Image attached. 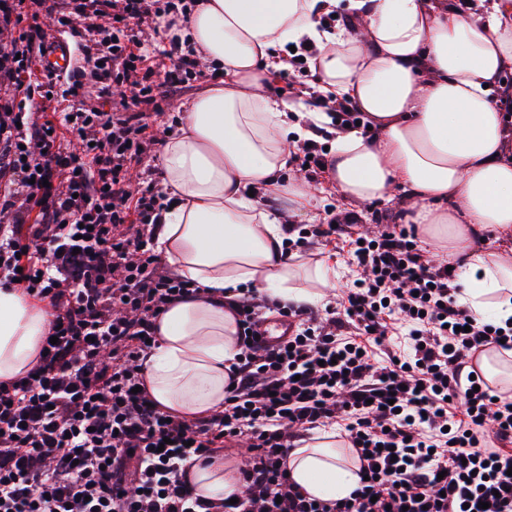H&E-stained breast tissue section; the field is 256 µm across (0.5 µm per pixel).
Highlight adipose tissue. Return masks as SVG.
<instances>
[{
  "mask_svg": "<svg viewBox=\"0 0 512 512\" xmlns=\"http://www.w3.org/2000/svg\"><path fill=\"white\" fill-rule=\"evenodd\" d=\"M340 0H198L177 33L222 79L183 106L159 163L175 202L156 249L199 295L159 319L144 361L150 397L187 417L224 408L227 372L239 352L225 297L243 286L283 303L318 304L331 275L300 272L283 254L285 227L313 209L307 182L281 181L292 150L333 132L326 177L338 198L359 206L399 200L425 240L437 241L480 319L512 318V245L479 247L482 234L512 242V129L490 88L512 70V0H349V23L324 30ZM307 42L328 104L350 102L372 132L334 130L327 112L303 114L274 97L269 72L282 49ZM285 200L262 206L256 191ZM48 306L0 286V382L35 368ZM289 478L310 497L342 499L359 483L346 442L325 433L292 449ZM204 499L237 488L223 458L190 473Z\"/></svg>",
  "mask_w": 512,
  "mask_h": 512,
  "instance_id": "1",
  "label": "adipose tissue"
}]
</instances>
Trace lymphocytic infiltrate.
I'll return each mask as SVG.
<instances>
[{
  "label": "lymphocytic infiltrate",
  "mask_w": 512,
  "mask_h": 512,
  "mask_svg": "<svg viewBox=\"0 0 512 512\" xmlns=\"http://www.w3.org/2000/svg\"><path fill=\"white\" fill-rule=\"evenodd\" d=\"M45 7L0 0V285L53 310L34 374L0 384V512H512V394L473 363L512 351V321L477 319L447 261L427 259L403 224L361 240L355 215L302 228L303 247L347 243L352 288L321 316L286 307L296 329L277 347L253 335L266 299L228 300L240 353L223 410L186 418L151 404L143 360L158 318L194 288L151 246L169 207L157 178L128 174L157 144L149 117L197 63L181 56L161 84L146 63L137 28L177 12L171 0H57L58 23L85 21V52L123 93L108 110L34 119L31 67L50 39L14 30ZM333 423L361 481L318 502L287 458ZM242 437L236 503L196 495L191 465Z\"/></svg>",
  "instance_id": "f902f5d3"
}]
</instances>
